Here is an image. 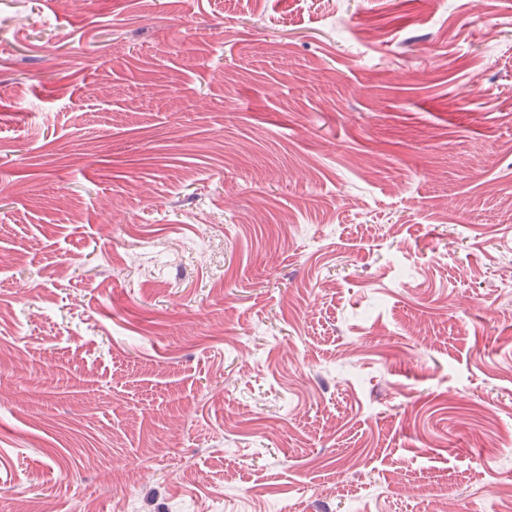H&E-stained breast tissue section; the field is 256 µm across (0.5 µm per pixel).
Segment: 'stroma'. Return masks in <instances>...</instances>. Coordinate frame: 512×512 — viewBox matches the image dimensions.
<instances>
[{"mask_svg":"<svg viewBox=\"0 0 512 512\" xmlns=\"http://www.w3.org/2000/svg\"><path fill=\"white\" fill-rule=\"evenodd\" d=\"M511 199L512 0H0V512H483Z\"/></svg>","mask_w":512,"mask_h":512,"instance_id":"obj_1","label":"stroma"}]
</instances>
